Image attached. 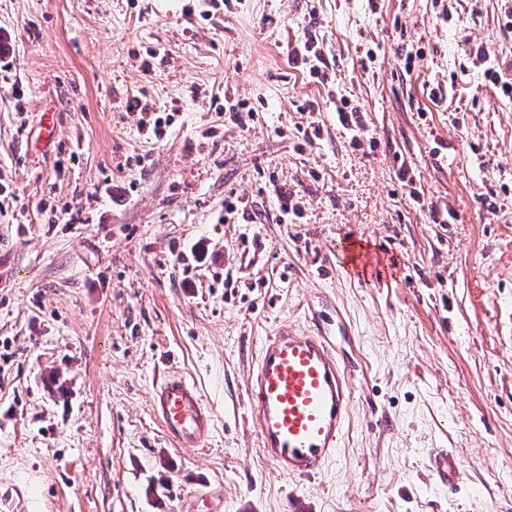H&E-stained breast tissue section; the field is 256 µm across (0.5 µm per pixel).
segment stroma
Masks as SVG:
<instances>
[{
	"mask_svg": "<svg viewBox=\"0 0 512 512\" xmlns=\"http://www.w3.org/2000/svg\"><path fill=\"white\" fill-rule=\"evenodd\" d=\"M505 7L0 0V247L20 268L0 288V512H512V97L484 75L512 79ZM306 41L326 83L288 61ZM272 180L301 218L280 223ZM319 311L352 327L333 344L353 412L298 480L263 455L244 383L265 336ZM170 372L215 414L205 447L153 415ZM432 448L462 460L457 491ZM430 472L433 479L454 492L464 477V468L460 458L448 448H432L429 451Z\"/></svg>",
	"mask_w": 512,
	"mask_h": 512,
	"instance_id": "stroma-1",
	"label": "stroma"
}]
</instances>
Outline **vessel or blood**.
Segmentation results:
<instances>
[{
    "label": "vessel or blood",
    "instance_id": "1",
    "mask_svg": "<svg viewBox=\"0 0 512 512\" xmlns=\"http://www.w3.org/2000/svg\"><path fill=\"white\" fill-rule=\"evenodd\" d=\"M324 320L307 328L279 326L264 339L245 383L261 447L280 471L306 480L335 459L353 402L354 374L328 340ZM153 411L166 436L180 448H200L211 436L214 418L197 388L180 375L156 385ZM433 479L456 491L464 477L460 458L445 448L429 451Z\"/></svg>",
    "mask_w": 512,
    "mask_h": 512
}]
</instances>
